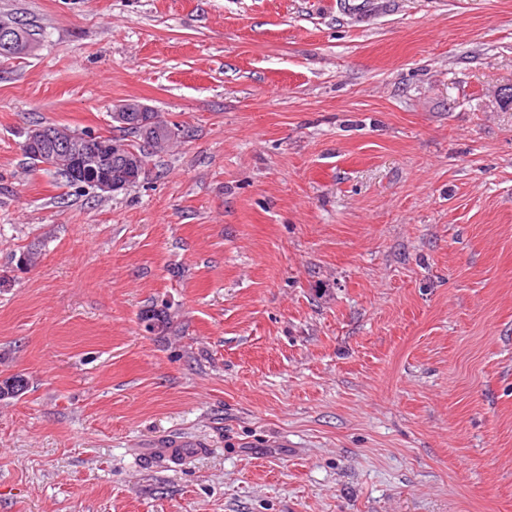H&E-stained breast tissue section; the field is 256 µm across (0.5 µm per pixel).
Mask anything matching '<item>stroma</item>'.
<instances>
[{"instance_id": "obj_1", "label": "stroma", "mask_w": 512, "mask_h": 512, "mask_svg": "<svg viewBox=\"0 0 512 512\" xmlns=\"http://www.w3.org/2000/svg\"><path fill=\"white\" fill-rule=\"evenodd\" d=\"M1 17L0 512H512V0ZM130 99L180 128L137 186L25 157Z\"/></svg>"}]
</instances>
